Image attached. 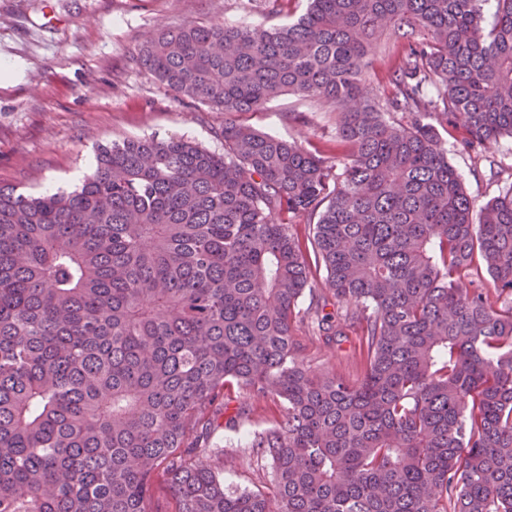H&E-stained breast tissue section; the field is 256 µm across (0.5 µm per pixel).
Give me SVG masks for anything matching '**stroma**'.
Returning <instances> with one entry per match:
<instances>
[{
    "mask_svg": "<svg viewBox=\"0 0 512 512\" xmlns=\"http://www.w3.org/2000/svg\"><path fill=\"white\" fill-rule=\"evenodd\" d=\"M267 20L256 0H0V59L21 65L16 78L0 81V184L32 194L74 189L98 149L125 138L184 136L223 152V112L174 97L139 68L137 50L161 25ZM295 112L306 113L309 124L292 122ZM250 123L310 150L336 136L331 113L293 94L268 102ZM442 140L476 205L512 187V138L489 143L479 158L457 134L443 133ZM296 336L312 371L359 379L357 334L338 346L323 345L303 325ZM253 407L238 430L212 434L200 459L230 488L266 492L271 464L256 460L250 441L277 407L269 400Z\"/></svg>",
    "mask_w": 512,
    "mask_h": 512,
    "instance_id": "1",
    "label": "stroma"
}]
</instances>
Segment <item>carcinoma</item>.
<instances>
[{"label":"carcinoma","instance_id":"obj_1","mask_svg":"<svg viewBox=\"0 0 512 512\" xmlns=\"http://www.w3.org/2000/svg\"><path fill=\"white\" fill-rule=\"evenodd\" d=\"M481 2L162 26L137 60L224 112V153L123 139L71 191L0 185V512H155L159 470L176 512H512V188L475 208L438 130L512 137V0L487 33ZM285 93L336 113L335 154L246 122ZM313 262L340 321L298 309ZM304 320L357 330L360 380L303 366ZM233 387L283 406L270 497L198 460L252 413Z\"/></svg>","mask_w":512,"mask_h":512}]
</instances>
